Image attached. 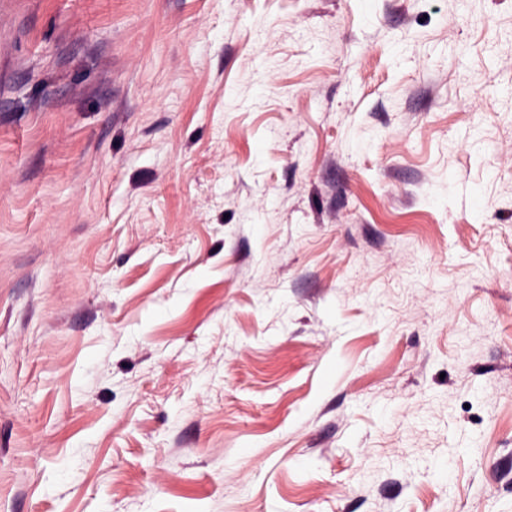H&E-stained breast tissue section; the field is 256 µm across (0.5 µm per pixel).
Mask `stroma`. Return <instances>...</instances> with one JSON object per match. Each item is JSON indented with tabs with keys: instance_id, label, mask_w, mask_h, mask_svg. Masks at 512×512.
<instances>
[{
	"instance_id": "obj_1",
	"label": "stroma",
	"mask_w": 512,
	"mask_h": 512,
	"mask_svg": "<svg viewBox=\"0 0 512 512\" xmlns=\"http://www.w3.org/2000/svg\"><path fill=\"white\" fill-rule=\"evenodd\" d=\"M0 512H512V0H0Z\"/></svg>"
}]
</instances>
